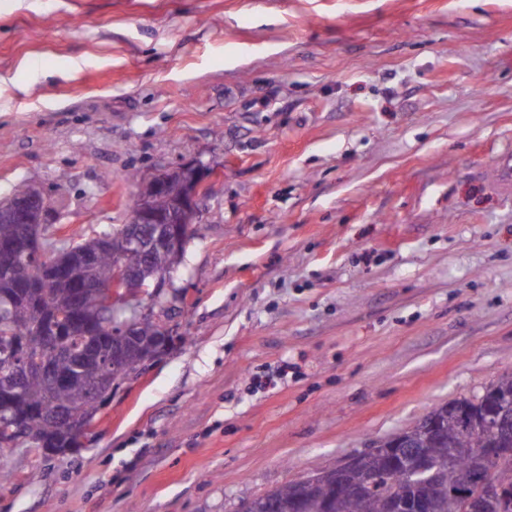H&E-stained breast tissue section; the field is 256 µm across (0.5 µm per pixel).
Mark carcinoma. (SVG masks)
I'll list each match as a JSON object with an SVG mask.
<instances>
[{
	"label": "carcinoma",
	"instance_id": "cac0c4a2",
	"mask_svg": "<svg viewBox=\"0 0 512 512\" xmlns=\"http://www.w3.org/2000/svg\"><path fill=\"white\" fill-rule=\"evenodd\" d=\"M138 262L114 248L105 251L98 259L92 277L99 283L111 278L112 266L119 260ZM20 259L13 253L0 252V407L27 416L29 434L37 440L48 439L54 448H71L74 438L58 429L50 414L55 408L67 411L80 420L96 417L100 408L89 399L88 386L96 377L93 364H78L68 355L60 356L56 365L70 373L67 385L58 389L51 400H46L47 385L42 376L33 371L21 384H16L8 372L7 356L17 348L33 355L43 346V328L55 321L56 314L70 310L74 304L72 281L55 278L44 296H38L18 287L12 273ZM39 310L40 317L31 313ZM80 321L62 336L67 350L79 343L88 342L98 349L112 346L110 333L111 315L101 313L94 295L83 297L79 309ZM158 333L147 324L136 337L135 350L125 360L121 371L113 378L121 382L139 374L145 362L151 360ZM439 419V431L431 434L416 424L409 430L411 447L429 463L430 474L436 479L434 512H461V494L471 491L487 474L477 464L476 449L497 445L500 435L496 430L473 434L462 428L453 409L440 406L432 409ZM375 478V484L364 496H353L349 486L362 483L367 476ZM420 490L404 481L401 471H391L386 458H372L363 471L349 474L340 481L331 473L304 495L302 512H391L394 498L408 503L418 498Z\"/></svg>",
	"mask_w": 512,
	"mask_h": 512
}]
</instances>
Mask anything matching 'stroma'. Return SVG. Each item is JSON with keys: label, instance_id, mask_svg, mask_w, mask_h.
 <instances>
[{"label": "stroma", "instance_id": "stroma-1", "mask_svg": "<svg viewBox=\"0 0 512 512\" xmlns=\"http://www.w3.org/2000/svg\"><path fill=\"white\" fill-rule=\"evenodd\" d=\"M512 0H0V200L198 159L170 351L0 512H239L512 376Z\"/></svg>", "mask_w": 512, "mask_h": 512}]
</instances>
